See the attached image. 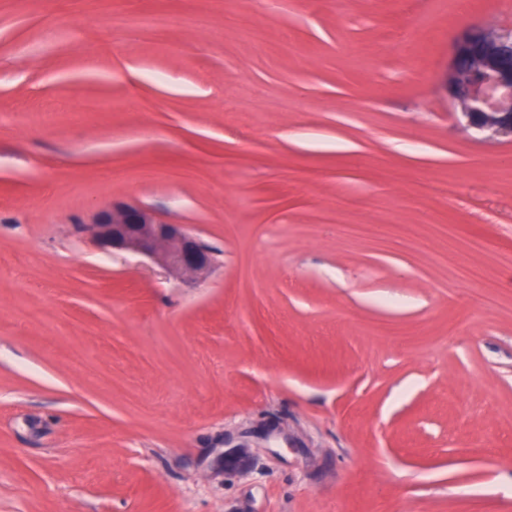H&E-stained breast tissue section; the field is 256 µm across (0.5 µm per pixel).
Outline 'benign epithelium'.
I'll return each instance as SVG.
<instances>
[{"mask_svg":"<svg viewBox=\"0 0 512 512\" xmlns=\"http://www.w3.org/2000/svg\"><path fill=\"white\" fill-rule=\"evenodd\" d=\"M447 91L471 127L512 137V32L466 29L455 42ZM90 229L99 246L143 255L178 277L202 276L213 265L209 248L183 225L141 207L114 204Z\"/></svg>","mask_w":512,"mask_h":512,"instance_id":"1","label":"benign epithelium"}]
</instances>
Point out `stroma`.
Returning a JSON list of instances; mask_svg holds the SVG:
<instances>
[{
	"instance_id": "obj_1",
	"label": "stroma",
	"mask_w": 512,
	"mask_h": 512,
	"mask_svg": "<svg viewBox=\"0 0 512 512\" xmlns=\"http://www.w3.org/2000/svg\"><path fill=\"white\" fill-rule=\"evenodd\" d=\"M447 3L0 0V512H512V139L445 90L512 0ZM90 229L100 247L143 255L178 277H198L213 265L209 248L181 224L159 221L150 211L114 204Z\"/></svg>"
}]
</instances>
